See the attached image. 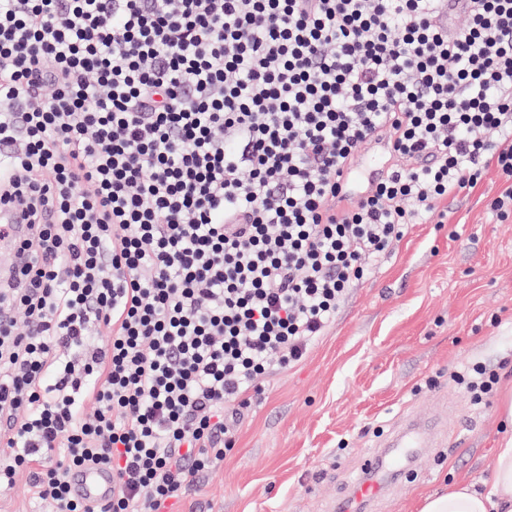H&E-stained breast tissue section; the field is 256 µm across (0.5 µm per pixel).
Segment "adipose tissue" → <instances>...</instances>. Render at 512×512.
I'll return each mask as SVG.
<instances>
[{
    "label": "adipose tissue",
    "instance_id": "1",
    "mask_svg": "<svg viewBox=\"0 0 512 512\" xmlns=\"http://www.w3.org/2000/svg\"><path fill=\"white\" fill-rule=\"evenodd\" d=\"M420 512H512V438L505 440L498 450L490 493L458 482L446 493L425 497Z\"/></svg>",
    "mask_w": 512,
    "mask_h": 512
}]
</instances>
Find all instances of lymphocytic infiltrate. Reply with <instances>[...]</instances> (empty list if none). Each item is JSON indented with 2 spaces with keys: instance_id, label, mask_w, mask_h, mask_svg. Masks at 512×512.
Here are the masks:
<instances>
[{
  "instance_id": "1",
  "label": "lymphocytic infiltrate",
  "mask_w": 512,
  "mask_h": 512,
  "mask_svg": "<svg viewBox=\"0 0 512 512\" xmlns=\"http://www.w3.org/2000/svg\"><path fill=\"white\" fill-rule=\"evenodd\" d=\"M0 0V492L163 512L408 225L496 169L512 214V0ZM385 157L362 180V146ZM104 345L91 343L90 326ZM477 405L497 369L455 372ZM112 473L103 506L67 477Z\"/></svg>"
}]
</instances>
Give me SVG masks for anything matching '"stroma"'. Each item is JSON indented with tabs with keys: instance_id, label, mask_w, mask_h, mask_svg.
I'll use <instances>...</instances> for the list:
<instances>
[{
	"instance_id": "1",
	"label": "stroma",
	"mask_w": 512,
	"mask_h": 512,
	"mask_svg": "<svg viewBox=\"0 0 512 512\" xmlns=\"http://www.w3.org/2000/svg\"><path fill=\"white\" fill-rule=\"evenodd\" d=\"M499 185L489 172L449 200L445 223L410 225L308 357L248 393L234 451L166 512H331L364 456L409 416L443 425L442 443L367 512H420L422 496L458 480L490 491L512 429L451 375L498 364L512 384V217L489 206Z\"/></svg>"
}]
</instances>
